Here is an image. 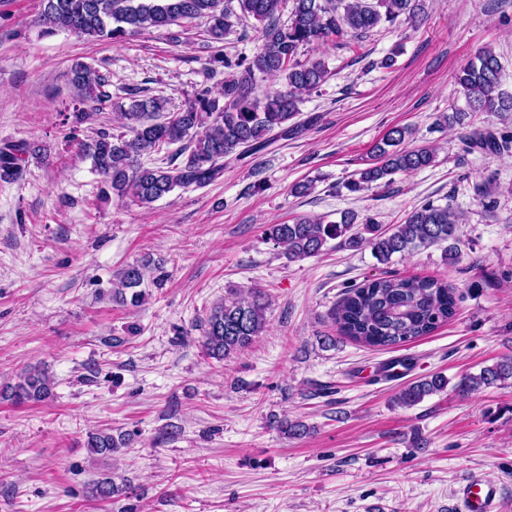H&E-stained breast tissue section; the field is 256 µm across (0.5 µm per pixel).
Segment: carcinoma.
Returning <instances> with one entry per match:
<instances>
[{
	"label": "carcinoma",
	"mask_w": 512,
	"mask_h": 512,
	"mask_svg": "<svg viewBox=\"0 0 512 512\" xmlns=\"http://www.w3.org/2000/svg\"><path fill=\"white\" fill-rule=\"evenodd\" d=\"M287 19H282L285 8ZM257 22L260 44L250 56H230L221 43L224 36L247 18ZM202 20L207 42L213 44L210 70L224 68V84L212 93L203 88L185 106L166 111V100L146 97L131 89L127 101L117 104L119 133L98 129L81 143L102 177V198L131 197L150 206L177 189L203 188L224 173V159L246 158L265 150L277 138H297L315 125L320 116L296 121L303 96L318 90L329 78L324 60L305 55V49L344 38L360 40L373 29L408 23L419 27L425 21L420 0H41L37 23L46 33L68 30L79 37L120 42L126 37L160 30L185 22ZM281 78L284 88L257 94L258 79ZM501 63L490 49H482L475 59L460 68L456 82L473 112H512V95L499 90ZM83 108L74 113L77 125H92L100 106L112 100L108 91L110 75L82 62L68 73ZM468 112H442L437 125L464 131V138L491 153L504 148L492 133L465 132ZM411 129L391 128L370 151V163L355 171L343 183L350 193L387 187L397 174H407L431 166L436 149L408 147ZM176 146L163 167H149L141 159L164 146ZM35 152L27 141L0 145V179L15 176L26 156ZM459 214L451 203L430 202L414 208L401 224L390 231L367 218L363 231L354 230L356 217L346 213L340 222L306 216L291 224H271L268 238L284 249L290 261L316 257L330 240L339 246L357 248L368 244L381 261L395 254L437 246L451 260L463 252L457 234ZM368 236H363V233ZM143 266L128 264L117 275L114 295L136 307L145 294ZM268 301L258 289L245 294L231 290L212 306L200 324L207 354L221 362L249 348L262 334ZM457 306L454 288L428 277L368 279L349 288L333 311V320L342 335L369 347L389 348L432 333L452 318ZM512 382V356L466 373L456 384L462 395L483 387ZM448 379L440 374L424 377L404 386L394 403L412 407L426 397L442 392ZM53 396V380L41 369H29L19 381L0 392V398L15 402L41 403ZM281 433L298 437L309 427L298 420L285 419ZM131 445V434L113 435L106 429L88 434L86 447L100 458H109ZM130 486L116 484L112 472L99 474L93 491L110 498Z\"/></svg>",
	"instance_id": "carcinoma-1"
}]
</instances>
